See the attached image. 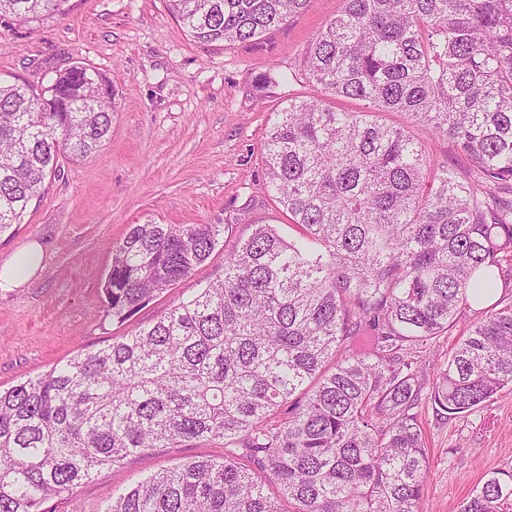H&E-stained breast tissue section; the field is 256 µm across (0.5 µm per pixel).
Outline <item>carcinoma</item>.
Here are the masks:
<instances>
[{"label":"carcinoma","mask_w":512,"mask_h":512,"mask_svg":"<svg viewBox=\"0 0 512 512\" xmlns=\"http://www.w3.org/2000/svg\"><path fill=\"white\" fill-rule=\"evenodd\" d=\"M201 44L255 41L310 0H169ZM311 43V93L276 112L260 189L293 237L258 224L207 283L151 323L0 389V512H41L154 448L224 446L112 492L105 512H422L427 453L414 349L447 333L512 261V0H344ZM69 0H0L31 25ZM0 83V236L63 163L103 150L111 101ZM329 99L363 103L338 112ZM403 112L460 173L386 124ZM222 224H132L112 249L105 317L124 324L190 277ZM428 397L444 421L512 389V309L474 310ZM367 338L368 348H355ZM512 474L461 512H501ZM432 149L434 158L439 161H448V165L464 172L467 170L468 163L466 158L457 153L448 140L439 139L436 141H428Z\"/></svg>","instance_id":"cac0c4a2"}]
</instances>
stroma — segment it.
<instances>
[{
    "mask_svg": "<svg viewBox=\"0 0 512 512\" xmlns=\"http://www.w3.org/2000/svg\"><path fill=\"white\" fill-rule=\"evenodd\" d=\"M70 13L37 28L0 20V80L39 87L80 61L114 90L112 130L99 156L69 164L47 182L23 224L0 238V264L41 243L43 271L0 292V387L39 375L77 351L107 346L125 326L104 316L101 280L112 247L130 225L222 224L224 242L191 277L133 318L148 323L202 281L223 278L224 256L255 225L286 228L288 217L262 193V144L276 109L309 93L301 62L343 0H310L285 25L252 42L200 44L183 31L168 0H71ZM272 85H264L262 76ZM473 322L460 314L448 333L415 358L432 389ZM429 476L423 512H459L497 472L512 473V390L472 415L437 421L421 404ZM221 445L192 442L129 457L52 498L44 512H104L112 489L194 457H220Z\"/></svg>",
    "mask_w": 512,
    "mask_h": 512,
    "instance_id": "obj_1",
    "label": "stroma"
}]
</instances>
